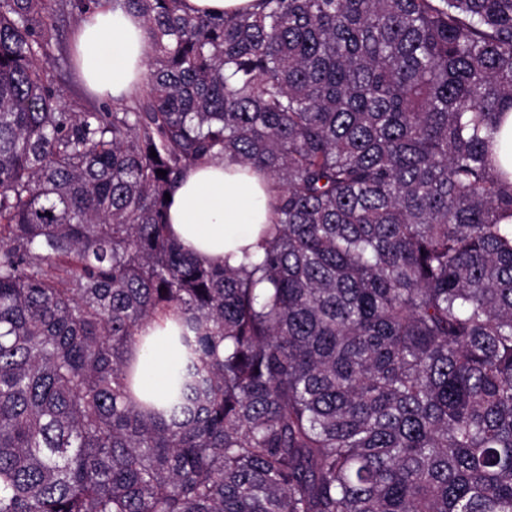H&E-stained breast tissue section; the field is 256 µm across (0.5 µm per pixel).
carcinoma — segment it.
I'll use <instances>...</instances> for the list:
<instances>
[{
	"label": "carcinoma",
	"mask_w": 512,
	"mask_h": 512,
	"mask_svg": "<svg viewBox=\"0 0 512 512\" xmlns=\"http://www.w3.org/2000/svg\"><path fill=\"white\" fill-rule=\"evenodd\" d=\"M118 2L109 104L54 76L100 0H0V512H512V0ZM217 156L275 185L237 267L167 230ZM79 23V25H78ZM79 70L88 87L100 94L120 97L138 87L146 72L149 45L141 18L112 0L80 22L61 17L59 39L71 53L73 33ZM189 10L198 13H228L257 9V0H186ZM178 318L169 314L144 321L138 331L136 346V393L145 400L160 405L165 399L170 378L182 367L183 357L178 336Z\"/></svg>",
	"instance_id": "carcinoma-1"
}]
</instances>
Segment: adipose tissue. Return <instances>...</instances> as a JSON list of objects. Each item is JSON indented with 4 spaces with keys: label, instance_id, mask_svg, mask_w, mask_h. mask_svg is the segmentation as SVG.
Segmentation results:
<instances>
[{
    "label": "adipose tissue",
    "instance_id": "1",
    "mask_svg": "<svg viewBox=\"0 0 512 512\" xmlns=\"http://www.w3.org/2000/svg\"><path fill=\"white\" fill-rule=\"evenodd\" d=\"M149 45L141 18L112 0L78 25L75 52L88 87L118 97L138 87L146 72ZM271 180L249 168L213 159L189 169L171 194V233L199 260L239 265L244 253L260 255L262 226L271 223ZM176 315L144 321L136 346L135 389L162 403L183 357L176 340Z\"/></svg>",
    "mask_w": 512,
    "mask_h": 512
}]
</instances>
